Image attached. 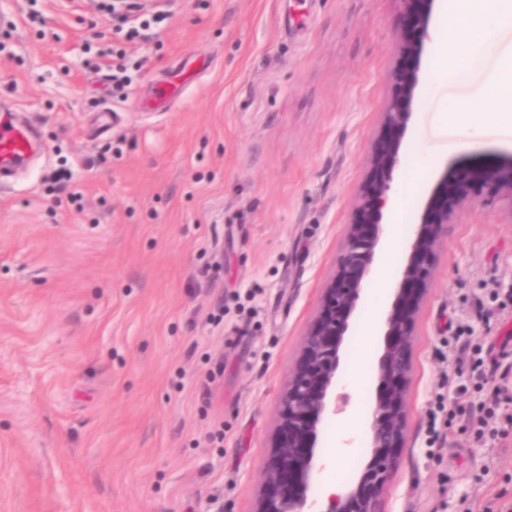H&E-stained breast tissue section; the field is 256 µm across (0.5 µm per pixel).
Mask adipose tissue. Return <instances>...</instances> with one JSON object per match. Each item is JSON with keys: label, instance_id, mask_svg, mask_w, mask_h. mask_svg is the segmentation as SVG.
Wrapping results in <instances>:
<instances>
[{"label": "adipose tissue", "instance_id": "1", "mask_svg": "<svg viewBox=\"0 0 512 512\" xmlns=\"http://www.w3.org/2000/svg\"><path fill=\"white\" fill-rule=\"evenodd\" d=\"M448 30L435 61L436 73L447 79L463 77L483 66L496 53V34L512 27V0H446ZM458 130L475 134L490 125L512 127V55L501 58L489 75L479 100L459 101L446 112ZM399 243L397 230H389L382 247L376 284L370 295L372 315L365 324L366 335H375L381 313L390 296L389 273Z\"/></svg>", "mask_w": 512, "mask_h": 512}]
</instances>
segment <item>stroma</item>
<instances>
[{
    "mask_svg": "<svg viewBox=\"0 0 512 512\" xmlns=\"http://www.w3.org/2000/svg\"><path fill=\"white\" fill-rule=\"evenodd\" d=\"M143 2L170 17L130 42L113 0H0V108L40 144L0 187V512H254L284 386L388 138L412 25L399 0ZM445 24L435 7L385 218L398 282L448 178L382 512L512 504V431L479 443L439 410L487 399L456 395L469 370L450 326L512 363V200L478 175L512 159V130L470 141L447 123L486 70L435 78ZM161 81L176 88L155 111ZM370 314L351 320L346 411L323 421L320 452L370 411Z\"/></svg>",
    "mask_w": 512,
    "mask_h": 512,
    "instance_id": "35a3bbf8",
    "label": "stroma"
}]
</instances>
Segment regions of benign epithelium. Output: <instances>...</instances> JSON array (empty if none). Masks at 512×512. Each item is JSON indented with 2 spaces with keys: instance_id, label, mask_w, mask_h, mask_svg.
<instances>
[{
  "instance_id": "benign-epithelium-1",
  "label": "benign epithelium",
  "mask_w": 512,
  "mask_h": 512,
  "mask_svg": "<svg viewBox=\"0 0 512 512\" xmlns=\"http://www.w3.org/2000/svg\"><path fill=\"white\" fill-rule=\"evenodd\" d=\"M415 21V33L403 51L414 55L427 35L434 0H399ZM399 93L386 105L384 122L395 132L410 117L417 93V77L400 75ZM398 163V149L388 147L372 156L379 177L367 185L358 205V219L348 225L345 250L338 268L321 296L318 314L303 336L300 356L281 400L274 431L273 452L264 464V482L255 512H310L308 491L323 465L315 452L326 415L342 411L332 396L340 364V348L365 290L388 207L389 185L383 175ZM486 187L512 200V158L482 172ZM448 181L433 192L428 208L438 219L416 225L409 239L412 263L396 288L395 301L383 322V350L378 360L377 389L370 410L365 444L368 463L358 480L341 493H332L320 512H380V501L399 461L407 425L405 391L411 376L409 349L421 291L407 296V284L420 285L428 275L423 262L442 243V225L448 223Z\"/></svg>"
}]
</instances>
